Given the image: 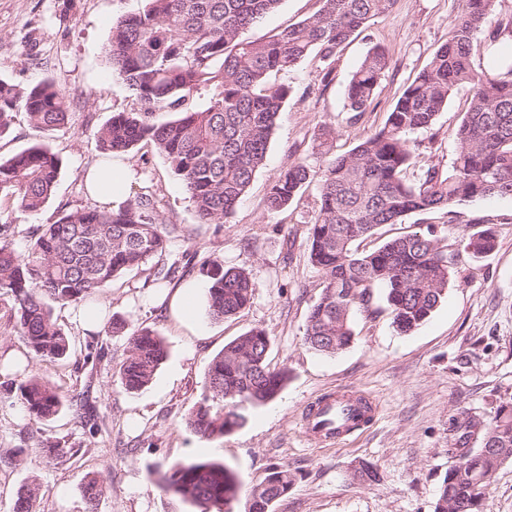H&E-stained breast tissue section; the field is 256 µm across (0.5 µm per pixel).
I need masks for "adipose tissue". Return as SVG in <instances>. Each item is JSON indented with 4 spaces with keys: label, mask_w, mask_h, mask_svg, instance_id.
Wrapping results in <instances>:
<instances>
[{
    "label": "adipose tissue",
    "mask_w": 512,
    "mask_h": 512,
    "mask_svg": "<svg viewBox=\"0 0 512 512\" xmlns=\"http://www.w3.org/2000/svg\"><path fill=\"white\" fill-rule=\"evenodd\" d=\"M132 165L123 155L102 158L88 167L84 175L88 195L108 210H119L128 200Z\"/></svg>",
    "instance_id": "1"
}]
</instances>
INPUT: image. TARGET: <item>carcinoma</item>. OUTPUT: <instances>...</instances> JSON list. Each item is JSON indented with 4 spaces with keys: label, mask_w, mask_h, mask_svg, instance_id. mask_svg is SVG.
Wrapping results in <instances>:
<instances>
[{
    "label": "carcinoma",
    "mask_w": 512,
    "mask_h": 512,
    "mask_svg": "<svg viewBox=\"0 0 512 512\" xmlns=\"http://www.w3.org/2000/svg\"><path fill=\"white\" fill-rule=\"evenodd\" d=\"M320 9L271 35L246 37L282 0H145L144 8L112 24L106 55L112 74L140 102L137 112H116L98 132L105 154L127 153L139 145L161 155L179 179L203 224H223L234 213L255 173L265 165L267 149L291 88L272 74L296 68L311 53L324 63L319 75L327 86V61L355 32L387 13L393 0H320ZM497 0H461L448 41L407 85L384 125L351 150L334 154L336 129L318 130L317 148L330 159L318 180L317 211L306 242L308 262L323 277V290L311 307L305 343L322 354L345 349L354 335L353 314L370 312L373 289L385 291L393 324L402 333L421 325L445 297L455 256L428 229L363 250L360 244L384 224H400L411 213L449 209L463 201L512 197V60L492 54L473 67L478 36L494 26L493 38L512 33L495 19ZM389 68L386 51L370 48L347 86L348 110L359 119L374 99ZM467 85L471 95L456 132L452 166L422 167L413 177L411 135L431 128L453 91ZM26 112L30 124L54 131L68 118L66 94L44 80L20 87L0 80V134L13 113ZM171 112L159 121L156 114ZM59 159L41 144L0 161V200L28 215L39 213L53 195ZM311 177L302 158L288 163L272 181L267 208L290 206ZM177 227L159 221L155 198L138 193L117 212L83 207L42 224L22 252L0 224V297L12 302L20 336L36 357L65 358L70 342L53 317L49 302L85 303L114 280L131 272L146 281L166 282L171 269L153 263L169 249ZM494 248L490 229L468 235L464 249L475 257ZM206 309L221 320L243 311L256 285L243 267L213 262ZM129 355L120 369L125 391L146 388L167 355L163 336L139 328L127 336ZM271 338L252 328L224 345L208 364L205 393L186 418L199 437L218 440L246 422L245 407L272 401L289 372L268 362ZM29 419L49 420L63 407L52 381L31 375L17 386ZM461 461L448 468L434 512H481L498 468L512 461V404L500 405L486 423L468 416L455 424ZM478 434L480 445L465 444ZM353 480L372 485L377 467L361 462ZM160 486L198 506L200 512H231L238 493L232 467L222 461L190 460L160 473ZM293 484L292 474L273 467L252 492L248 512H273ZM103 481L84 486L87 512H96ZM38 487L19 493L12 512H35Z\"/></svg>",
    "instance_id": "carcinoma-1"
}]
</instances>
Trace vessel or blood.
Segmentation results:
<instances>
[{
	"instance_id": "obj_1",
	"label": "vessel or blood",
	"mask_w": 512,
	"mask_h": 512,
	"mask_svg": "<svg viewBox=\"0 0 512 512\" xmlns=\"http://www.w3.org/2000/svg\"><path fill=\"white\" fill-rule=\"evenodd\" d=\"M377 404L354 390L332 391L309 405L304 419L305 437L318 445L335 443L349 435L354 424L375 417Z\"/></svg>"
}]
</instances>
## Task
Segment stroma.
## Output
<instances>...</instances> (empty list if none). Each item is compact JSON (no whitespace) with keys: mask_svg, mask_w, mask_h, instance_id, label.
<instances>
[{"mask_svg":"<svg viewBox=\"0 0 512 512\" xmlns=\"http://www.w3.org/2000/svg\"><path fill=\"white\" fill-rule=\"evenodd\" d=\"M459 4L394 0L388 14L336 54L329 86H321L320 63L312 56L275 74L292 93L266 163L229 223H198L165 159L147 146L129 153L134 190L154 193L161 221L182 227L184 235L162 259L174 268L173 279L156 286L132 273L104 288L100 298L129 329L157 330L168 356L151 384L130 394L119 382L129 355L126 336L86 333L73 320L75 304L56 303L53 316L70 339V353L43 361L17 332L10 302L0 300V512H11L18 493L33 483L36 512H85L82 487L93 477L104 485L97 512H195L193 504L158 484L159 472L185 459H221L233 467L239 486L233 512H247L252 490L274 466L294 476L275 512H433L440 481L457 462L451 452L455 419L471 414L488 421L499 404L512 400V198L466 202L448 213L412 214L380 227L364 249L429 224L446 238L449 251L460 253L459 265L445 298L418 328L397 331L378 297L371 312L356 315L351 345L327 356L303 340L309 309L322 291V277L305 252L317 186L309 184L298 203L278 212L268 210L266 196L294 158H304L316 172L325 167L327 155L314 147L322 125L336 128L339 153L378 130L405 86L447 41ZM141 6V0H0V79L22 87L49 79L69 99L64 128L40 131L19 111L0 136L1 160L35 144L59 159L55 192L38 215L0 205V220L12 224L16 249L25 250L39 225L92 205L83 174L101 157L97 132L113 113L140 109L108 66L110 30L113 21ZM319 7V0H283L253 32L276 34ZM375 45L387 51L389 69L371 106L354 120L346 85ZM467 98V88H458L433 129L413 135L417 166L451 167ZM486 227L495 235L494 249L479 257L464 253L467 236ZM213 261L247 268L257 288L250 306L235 316L215 320L199 311L197 331L178 321L171 302L181 288L206 285L202 268ZM254 327L269 333L268 360L288 369L290 379L273 401L247 409L242 427L219 441L200 439L186 417L202 396L208 364ZM25 372L56 386L63 408L54 419L35 424L21 409L11 386ZM347 387L378 402L375 420L335 444H312L302 429L306 406ZM362 461L377 466L379 484L353 480V468Z\"/></svg>","mask_w":512,"mask_h":512,"instance_id":"obj_1","label":"stroma"}]
</instances>
